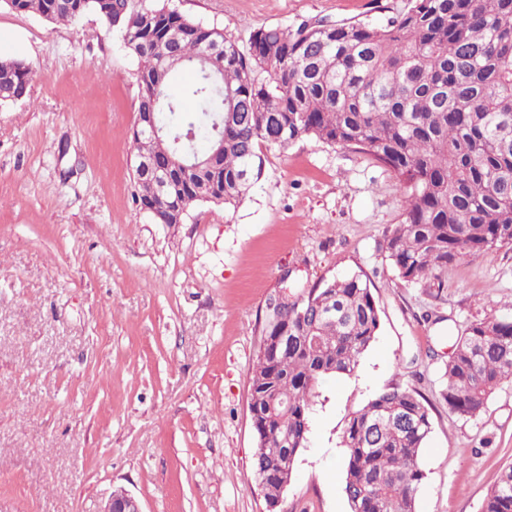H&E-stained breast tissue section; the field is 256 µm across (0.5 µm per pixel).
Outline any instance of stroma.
<instances>
[{
    "label": "stroma",
    "instance_id": "1",
    "mask_svg": "<svg viewBox=\"0 0 512 512\" xmlns=\"http://www.w3.org/2000/svg\"><path fill=\"white\" fill-rule=\"evenodd\" d=\"M246 44L260 27L383 24L408 0H165ZM0 56L29 64L0 106V512H272L256 485L249 378L282 276L366 280L375 343L324 380L308 444L273 512H350L347 417L400 386L430 405L418 512H482L512 465V380L473 417L449 412L442 367L472 322L512 312V248L449 265L442 288L399 278L385 234L404 193L372 157L306 137L264 148L237 208L157 224L135 200L137 61L96 14L51 23L0 6ZM101 512H143L138 500L118 489L111 493Z\"/></svg>",
    "mask_w": 512,
    "mask_h": 512
}]
</instances>
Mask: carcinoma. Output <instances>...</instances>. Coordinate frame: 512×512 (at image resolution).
<instances>
[{"label":"carcinoma","mask_w":512,"mask_h":512,"mask_svg":"<svg viewBox=\"0 0 512 512\" xmlns=\"http://www.w3.org/2000/svg\"><path fill=\"white\" fill-rule=\"evenodd\" d=\"M54 23L87 12L123 34L139 61L137 113H151L165 144L133 132V161L171 176L160 188L132 169L138 202L157 224L184 220L198 203L235 207L264 173L261 146L315 137L368 154L397 177L405 218L385 238L408 283L442 284L448 265L512 246V0H408L382 25L323 21L262 27L245 46L167 4L130 0H12ZM193 80L179 90L172 75ZM31 81L22 60L0 58V106ZM224 143H219V140ZM204 140L215 165L189 176L180 157ZM265 313L250 377L253 472L274 504L307 443L317 388L352 375L380 328L358 275L319 288H281ZM288 335V353L274 339ZM441 398L460 417L479 413L512 379V314L468 325L443 367ZM432 419L426 399L398 386L374 393L346 421L344 491L350 512H417L419 464ZM483 512H512V465Z\"/></svg>","instance_id":"carcinoma-1"}]
</instances>
